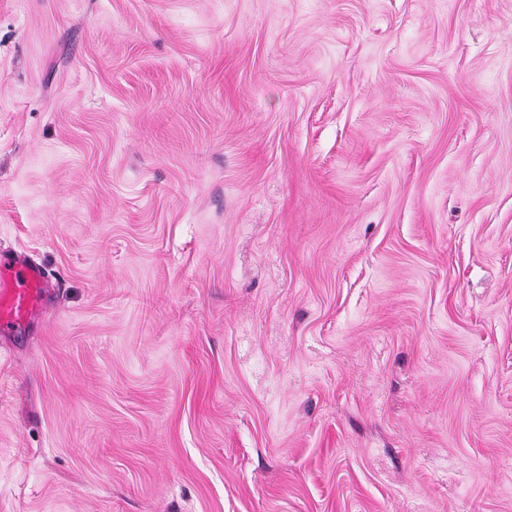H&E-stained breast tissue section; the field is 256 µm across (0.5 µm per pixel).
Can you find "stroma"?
I'll use <instances>...</instances> for the list:
<instances>
[{
    "instance_id": "35a3bbf8",
    "label": "stroma",
    "mask_w": 512,
    "mask_h": 512,
    "mask_svg": "<svg viewBox=\"0 0 512 512\" xmlns=\"http://www.w3.org/2000/svg\"><path fill=\"white\" fill-rule=\"evenodd\" d=\"M0 512H512V0H0ZM41 268L21 258L0 257V327L20 326L39 313L45 293Z\"/></svg>"
}]
</instances>
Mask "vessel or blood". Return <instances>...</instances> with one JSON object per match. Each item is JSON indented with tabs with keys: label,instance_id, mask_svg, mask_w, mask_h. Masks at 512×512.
I'll use <instances>...</instances> for the list:
<instances>
[{
	"label": "vessel or blood",
	"instance_id": "b4317fda",
	"mask_svg": "<svg viewBox=\"0 0 512 512\" xmlns=\"http://www.w3.org/2000/svg\"><path fill=\"white\" fill-rule=\"evenodd\" d=\"M45 293L41 268L20 258L0 257V327L20 326L39 313Z\"/></svg>",
	"mask_w": 512,
	"mask_h": 512
}]
</instances>
